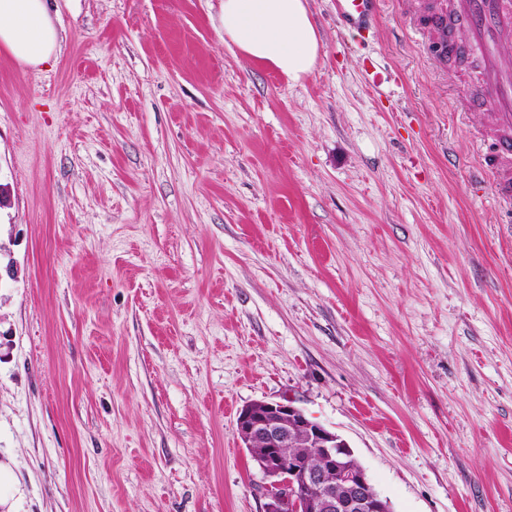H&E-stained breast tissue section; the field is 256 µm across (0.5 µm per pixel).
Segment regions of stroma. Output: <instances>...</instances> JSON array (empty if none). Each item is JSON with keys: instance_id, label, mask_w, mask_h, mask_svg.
I'll return each instance as SVG.
<instances>
[{"instance_id": "stroma-1", "label": "stroma", "mask_w": 512, "mask_h": 512, "mask_svg": "<svg viewBox=\"0 0 512 512\" xmlns=\"http://www.w3.org/2000/svg\"><path fill=\"white\" fill-rule=\"evenodd\" d=\"M220 4L59 0L55 61L0 51V512H263L259 399L393 512H512V217L433 0H308L296 84ZM379 0H334L336 17L341 25L370 28L378 18Z\"/></svg>"}]
</instances>
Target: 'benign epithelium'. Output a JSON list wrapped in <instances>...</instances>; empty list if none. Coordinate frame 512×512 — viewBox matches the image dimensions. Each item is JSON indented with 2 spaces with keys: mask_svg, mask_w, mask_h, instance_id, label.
Segmentation results:
<instances>
[{
  "mask_svg": "<svg viewBox=\"0 0 512 512\" xmlns=\"http://www.w3.org/2000/svg\"><path fill=\"white\" fill-rule=\"evenodd\" d=\"M236 427L263 474V512H391L348 443L291 400H256ZM316 451L310 465L304 449Z\"/></svg>",
  "mask_w": 512,
  "mask_h": 512,
  "instance_id": "benign-epithelium-1",
  "label": "benign epithelium"
}]
</instances>
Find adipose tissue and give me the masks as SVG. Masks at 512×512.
<instances>
[{
    "instance_id": "obj_1",
    "label": "adipose tissue",
    "mask_w": 512,
    "mask_h": 512,
    "mask_svg": "<svg viewBox=\"0 0 512 512\" xmlns=\"http://www.w3.org/2000/svg\"><path fill=\"white\" fill-rule=\"evenodd\" d=\"M218 24L226 44L288 82H300L317 66L320 37L307 0H222ZM61 44L50 0H0V49L18 66H44Z\"/></svg>"
}]
</instances>
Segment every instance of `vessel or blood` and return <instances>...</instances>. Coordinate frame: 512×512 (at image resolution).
<instances>
[{
  "label": "vessel or blood",
  "instance_id": "vessel-or-blood-1",
  "mask_svg": "<svg viewBox=\"0 0 512 512\" xmlns=\"http://www.w3.org/2000/svg\"><path fill=\"white\" fill-rule=\"evenodd\" d=\"M334 5L341 25L366 29L377 21L378 0H334ZM443 18L447 51L459 49L478 61V94L492 103L479 129L485 146L481 169L494 198L512 205V56L502 51L512 40V0H448ZM459 29L467 34L462 45L453 37Z\"/></svg>",
  "mask_w": 512,
  "mask_h": 512
}]
</instances>
